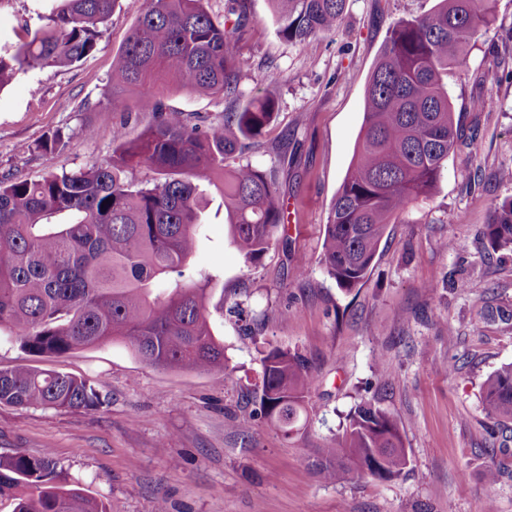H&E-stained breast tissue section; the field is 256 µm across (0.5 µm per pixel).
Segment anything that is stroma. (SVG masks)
Returning <instances> with one entry per match:
<instances>
[{
    "instance_id": "35a3bbf8",
    "label": "stroma",
    "mask_w": 512,
    "mask_h": 512,
    "mask_svg": "<svg viewBox=\"0 0 512 512\" xmlns=\"http://www.w3.org/2000/svg\"><path fill=\"white\" fill-rule=\"evenodd\" d=\"M53 0H0V40H30ZM436 0H348L333 31L306 44L279 38L267 0H252L253 22L234 53L241 90L265 94L277 115L257 145L229 166L284 161L280 175L293 252L308 258L295 279L281 245L245 266L230 245L224 203L205 194L195 257L213 277L209 319L224 341L225 374L159 370L129 346L106 343L59 357H35L0 337V368H39L91 380L95 410L0 404V454L51 449L62 485L77 484L109 512H478L485 497L512 512V445L493 448L481 402L489 374L512 363V325L488 322L489 306L512 308V251L486 255L479 233L491 205L512 200V0H492L494 21L449 67L447 83L461 138L434 193L390 225L366 284L338 288L319 262L320 229L353 161L365 88L389 25L433 11ZM145 7L118 0L94 54L65 67L32 69L0 89V176L37 178L112 156V127L142 129L150 113H100L112 88V60ZM280 75L264 82L267 70ZM495 107L477 112L473 100ZM174 110L210 123L225 102L174 92ZM92 128L86 137L84 128ZM61 133L51 155L35 146ZM446 238L460 251H442ZM249 320L225 309L240 289ZM287 308V320L277 312ZM278 347L305 354L319 384L304 427L290 439L250 417L246 391L261 383V358ZM397 420L410 463L388 482L351 474L341 484L319 473L320 449L335 447L361 400ZM500 477L487 485L485 472Z\"/></svg>"
}]
</instances>
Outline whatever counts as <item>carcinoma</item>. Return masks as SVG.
I'll use <instances>...</instances> for the list:
<instances>
[{
    "instance_id": "carcinoma-1",
    "label": "carcinoma",
    "mask_w": 512,
    "mask_h": 512,
    "mask_svg": "<svg viewBox=\"0 0 512 512\" xmlns=\"http://www.w3.org/2000/svg\"><path fill=\"white\" fill-rule=\"evenodd\" d=\"M208 0H146L112 62V91L103 112H149L136 134L112 131V159L39 179H0V332L32 356L62 355L106 341L130 345L162 370L222 373L224 342L207 312L212 276L193 268L202 226L201 188L224 199L230 243L253 265L285 228L278 170L226 159L259 139L276 117L274 97L240 105L241 74L232 43L252 23L251 0H228L213 16ZM277 35L304 44L342 19L347 0H269ZM117 0H60L24 43L0 48V87L32 68L70 65L91 54ZM491 24L477 0H438L421 18L393 23L365 90L354 161L323 225L320 262L339 288L367 282L380 243L398 217L436 188L458 144L443 75L482 26ZM190 94L217 95L224 118L202 125L163 102L169 82ZM140 88L135 101L124 96ZM147 166L156 178L134 184L125 172ZM481 235L494 250H512V201L492 207ZM313 363L301 352L273 348L262 380L246 398L252 416L283 437L298 430L316 386ZM95 410L93 382L54 370L0 369V404ZM492 418L512 421V364L483 383ZM327 455L347 465L322 479L351 473L380 481L409 464L396 419L370 402L357 405L341 440ZM14 512H108L77 485H60L48 450L0 456V497Z\"/></svg>"
}]
</instances>
